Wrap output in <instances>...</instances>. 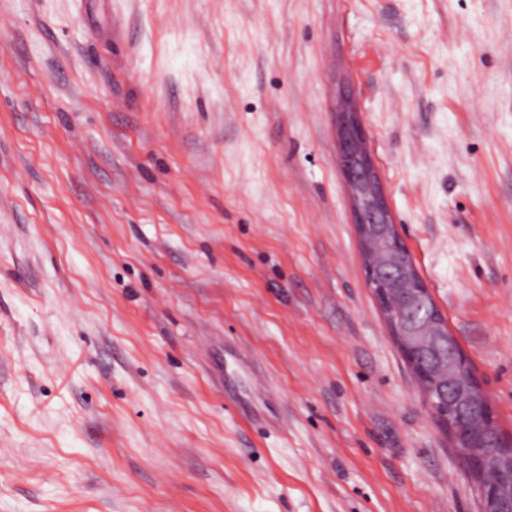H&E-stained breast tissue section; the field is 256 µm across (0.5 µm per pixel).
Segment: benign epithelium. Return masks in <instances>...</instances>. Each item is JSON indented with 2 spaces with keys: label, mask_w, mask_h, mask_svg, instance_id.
Returning <instances> with one entry per match:
<instances>
[{
  "label": "benign epithelium",
  "mask_w": 512,
  "mask_h": 512,
  "mask_svg": "<svg viewBox=\"0 0 512 512\" xmlns=\"http://www.w3.org/2000/svg\"><path fill=\"white\" fill-rule=\"evenodd\" d=\"M335 112L337 159L361 242L367 287L461 466L481 480L480 512H512V448L499 451L500 431L490 401L399 238L350 89H340Z\"/></svg>",
  "instance_id": "1"
}]
</instances>
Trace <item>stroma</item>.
<instances>
[{
    "mask_svg": "<svg viewBox=\"0 0 512 512\" xmlns=\"http://www.w3.org/2000/svg\"><path fill=\"white\" fill-rule=\"evenodd\" d=\"M342 84L512 434V0H0V512H478Z\"/></svg>",
    "mask_w": 512,
    "mask_h": 512,
    "instance_id": "stroma-1",
    "label": "stroma"
}]
</instances>
